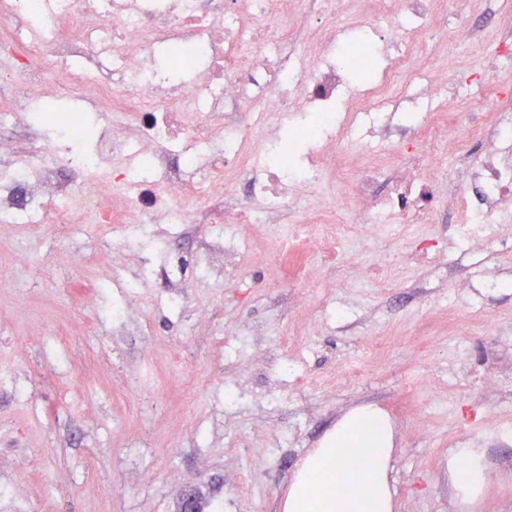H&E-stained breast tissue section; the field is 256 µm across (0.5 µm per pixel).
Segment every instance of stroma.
<instances>
[{"label": "stroma", "instance_id": "1", "mask_svg": "<svg viewBox=\"0 0 512 512\" xmlns=\"http://www.w3.org/2000/svg\"><path fill=\"white\" fill-rule=\"evenodd\" d=\"M464 222L441 205L435 223L399 225L306 280L267 254L243 259L236 280L201 281L187 236L151 276L154 294L172 284L186 303L156 304L143 329L103 318L123 289L96 305L69 290L111 276L114 233L91 225L65 245L41 226L20 272L14 228L1 227L0 273L26 290L0 288V512H179L188 489L203 512H282L301 461L361 408L393 428L397 512H512V223L474 245ZM383 256L395 287H353ZM317 293L343 318L314 336ZM212 307L230 326L219 339L193 325ZM62 324L71 340L55 335ZM378 339L387 349L374 357ZM62 350L73 357L64 389L48 364ZM487 370L500 381L492 395L477 385ZM454 448L484 451L474 503L456 497ZM141 469L150 480H136Z\"/></svg>", "mask_w": 512, "mask_h": 512}]
</instances>
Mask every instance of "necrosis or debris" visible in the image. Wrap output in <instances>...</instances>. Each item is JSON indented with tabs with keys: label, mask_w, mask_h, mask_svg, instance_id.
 <instances>
[{
	"label": "necrosis or debris",
	"mask_w": 512,
	"mask_h": 512,
	"mask_svg": "<svg viewBox=\"0 0 512 512\" xmlns=\"http://www.w3.org/2000/svg\"><path fill=\"white\" fill-rule=\"evenodd\" d=\"M303 12L321 22L354 13L362 37L337 42L330 26L304 32ZM447 13L448 0H181L164 9L0 0V72L20 96L0 103V153L21 131L28 154L0 169V224H50L63 242L89 224L138 238V264L122 283L136 303L111 310L116 327L144 309L158 249L200 226V272L214 281L243 255L238 224L253 225L300 276L340 258L346 243L336 225L367 244L398 223H432L431 208L411 206L416 196L450 197L473 236L512 211V161L503 157L512 147V87L502 79L512 74V31L479 34L462 11L438 35ZM307 38L315 50L296 56ZM479 56L497 80L467 81ZM76 59L83 69H48ZM164 66L189 77L165 87ZM54 82L94 98L102 119L91 150L82 148L81 107L46 113L57 131L49 143L32 123ZM488 99L495 121L465 125L446 151L449 116L484 111ZM263 124L288 125V140L259 134ZM472 140L484 146L476 159ZM174 154L185 158L178 175ZM353 158L348 205L308 199ZM379 180L386 195L371 190ZM470 180L486 194L478 210L455 190ZM242 182L248 194H236Z\"/></svg>",
	"instance_id": "4bbe7bcc"
}]
</instances>
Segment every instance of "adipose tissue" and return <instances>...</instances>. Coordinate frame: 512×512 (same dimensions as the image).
<instances>
[{
    "label": "adipose tissue",
    "instance_id": "adipose-tissue-1",
    "mask_svg": "<svg viewBox=\"0 0 512 512\" xmlns=\"http://www.w3.org/2000/svg\"><path fill=\"white\" fill-rule=\"evenodd\" d=\"M371 434L370 456L341 455L342 446ZM457 463L453 485L462 499H470L485 481L482 454L476 448L453 451ZM393 459V432L385 416L355 410L313 449L296 470L283 500V512H394L389 483Z\"/></svg>",
    "mask_w": 512,
    "mask_h": 512
}]
</instances>
